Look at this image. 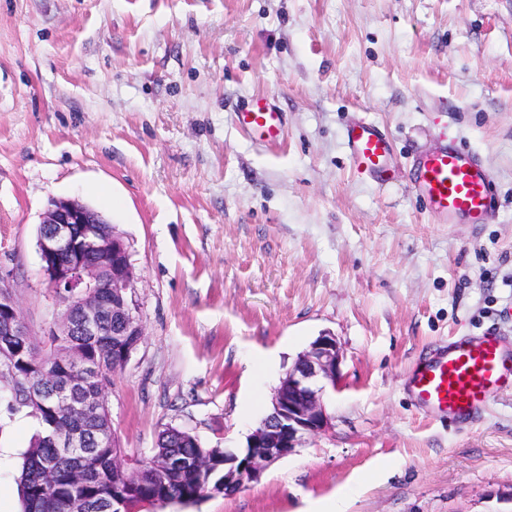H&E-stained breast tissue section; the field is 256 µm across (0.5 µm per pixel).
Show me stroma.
Returning <instances> with one entry per match:
<instances>
[{
  "label": "stroma",
  "mask_w": 512,
  "mask_h": 512,
  "mask_svg": "<svg viewBox=\"0 0 512 512\" xmlns=\"http://www.w3.org/2000/svg\"><path fill=\"white\" fill-rule=\"evenodd\" d=\"M263 96L273 143L236 121ZM391 141L355 170L354 119ZM495 186L484 224H441L410 181L438 136ZM131 253L144 335L105 399L130 461L176 428L245 448L298 356L336 339L329 426L257 483L163 512H512V389L468 422L405 388L426 347L512 336V0H0V272L39 353L65 309L42 268L51 201ZM37 429L0 408V512ZM345 138L355 168L379 184H386L390 179L387 167L390 142L387 135L377 125L363 119L348 125Z\"/></svg>",
  "instance_id": "1"
}]
</instances>
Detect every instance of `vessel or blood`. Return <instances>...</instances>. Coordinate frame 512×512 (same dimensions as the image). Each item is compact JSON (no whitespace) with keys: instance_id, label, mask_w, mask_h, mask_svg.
I'll return each mask as SVG.
<instances>
[{"instance_id":"1","label":"vessel or blood","mask_w":512,"mask_h":512,"mask_svg":"<svg viewBox=\"0 0 512 512\" xmlns=\"http://www.w3.org/2000/svg\"><path fill=\"white\" fill-rule=\"evenodd\" d=\"M239 125L260 142L276 141L282 112L266 99H253L237 114ZM346 145L355 168L379 184L390 179L387 135L372 122L348 125ZM417 197L440 223L480 224L494 206L493 181L476 154L440 140L415 161ZM512 383V342L496 331L460 336L432 351L407 376L414 401L430 415L463 421L481 410L490 396Z\"/></svg>"}]
</instances>
